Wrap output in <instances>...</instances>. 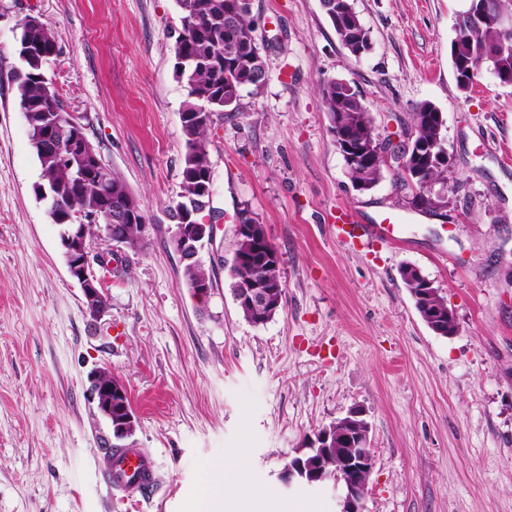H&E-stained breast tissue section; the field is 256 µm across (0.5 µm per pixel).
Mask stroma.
Instances as JSON below:
<instances>
[{
    "label": "stroma",
    "mask_w": 512,
    "mask_h": 512,
    "mask_svg": "<svg viewBox=\"0 0 512 512\" xmlns=\"http://www.w3.org/2000/svg\"><path fill=\"white\" fill-rule=\"evenodd\" d=\"M469 0H354L370 31L349 53L320 0H253L266 62L259 93L213 128V288L196 297L170 243L186 89L175 74L176 0H0V512H130L106 486L112 433L90 372L126 385L138 418L124 447L161 482L137 512H197L212 468L240 461L270 512H338L334 483L284 488L316 431L364 410L373 448L365 512H512V85L482 69L460 89L450 60ZM35 14L58 51L45 65L70 112L138 199L147 247H113L107 309L83 313L59 228L34 188L41 167L17 99L19 23ZM355 85L378 132L410 133L433 103L446 120L445 208L423 212L396 169L356 191L320 87ZM263 224L285 294L266 324L242 317L227 268L240 212ZM392 240L352 249L339 213ZM417 266L455 313L432 332L402 282Z\"/></svg>",
    "instance_id": "1"
}]
</instances>
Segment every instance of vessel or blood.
I'll use <instances>...</instances> for the list:
<instances>
[{
  "label": "vessel or blood",
  "mask_w": 512,
  "mask_h": 512,
  "mask_svg": "<svg viewBox=\"0 0 512 512\" xmlns=\"http://www.w3.org/2000/svg\"><path fill=\"white\" fill-rule=\"evenodd\" d=\"M391 228L385 224H340L336 234L349 243L369 244L386 238ZM110 491L121 493L124 499L154 489L159 484L154 458L138 448H126L115 454L106 480Z\"/></svg>",
  "instance_id": "1"
}]
</instances>
